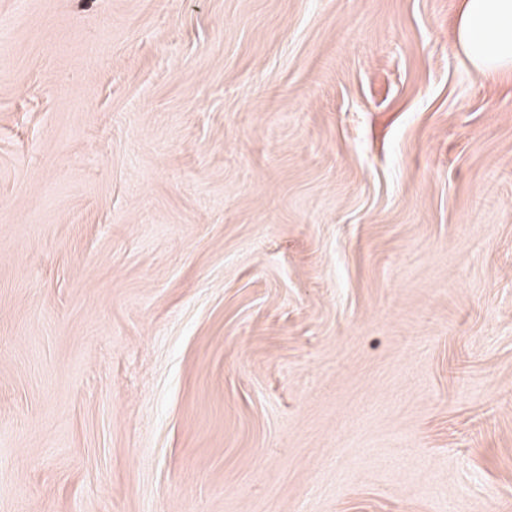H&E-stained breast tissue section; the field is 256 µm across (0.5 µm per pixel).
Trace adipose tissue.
<instances>
[{
    "instance_id": "ef3b65f1",
    "label": "adipose tissue",
    "mask_w": 512,
    "mask_h": 512,
    "mask_svg": "<svg viewBox=\"0 0 512 512\" xmlns=\"http://www.w3.org/2000/svg\"><path fill=\"white\" fill-rule=\"evenodd\" d=\"M457 44L485 75H512V0H462Z\"/></svg>"
}]
</instances>
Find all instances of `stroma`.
<instances>
[{"instance_id": "1", "label": "stroma", "mask_w": 512, "mask_h": 512, "mask_svg": "<svg viewBox=\"0 0 512 512\" xmlns=\"http://www.w3.org/2000/svg\"><path fill=\"white\" fill-rule=\"evenodd\" d=\"M460 4L0 0V512H512Z\"/></svg>"}]
</instances>
